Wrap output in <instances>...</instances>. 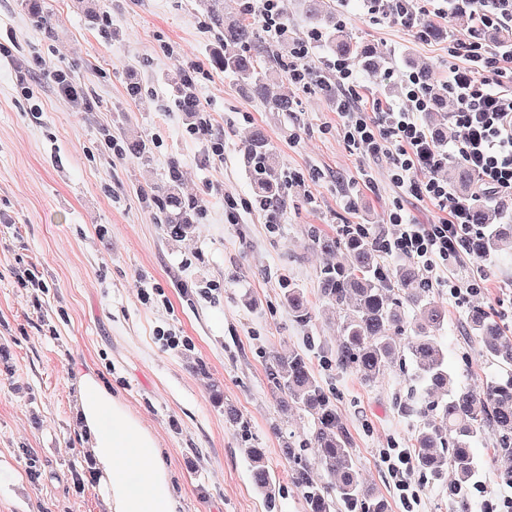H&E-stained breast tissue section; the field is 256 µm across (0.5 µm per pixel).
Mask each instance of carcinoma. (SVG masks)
Wrapping results in <instances>:
<instances>
[{"instance_id":"cac0c4a2","label":"carcinoma","mask_w":512,"mask_h":512,"mask_svg":"<svg viewBox=\"0 0 512 512\" xmlns=\"http://www.w3.org/2000/svg\"><path fill=\"white\" fill-rule=\"evenodd\" d=\"M196 2L218 38L211 66L236 75L268 111H297L294 98L269 92L271 74L288 75V59L271 51L259 27L227 18L224 0ZM302 5L312 32L327 38L336 57L375 74L382 70L383 59L341 30L336 18L325 12L323 0H302ZM458 11L460 20L470 25L476 36H492L480 20L483 4L468 0ZM243 148L257 202L270 217H279L288 210V192L279 156L265 128L253 126ZM473 181L465 165L448 168V182L458 192L470 194ZM175 182L173 178L171 184L157 188L153 201L167 233L181 238L191 230L201 204L185 197ZM472 223L483 228L474 245L476 254L489 257L512 244V224L492 223L491 211L485 206L473 208ZM308 239L317 251L333 253L341 248L346 254V262L327 264L318 276L321 296L336 307L340 317L336 368L350 370L370 383L402 359L404 348L411 351L410 381L421 392L423 402L419 407L410 402L401 407L419 416L412 438L415 469L438 481L453 472L455 481L449 492L455 496L457 512H468L466 500L455 494V487L472 479L477 470L474 445L490 433L494 438L492 461L497 471L512 481V335L487 311H472L474 340L486 357L499 364L501 373L479 390L467 387L460 375L448 369V352L437 336L448 321V311L428 299V286L416 264L406 261L382 268L381 241L368 231L336 237L312 229ZM284 299L296 321L310 322L311 307L302 289L288 287ZM268 376L283 405L298 403L312 416L314 460L331 479V484L323 485L313 478L307 464L294 463L290 479L300 489L308 512H341L343 508L346 512L364 508L385 512V503L362 481L349 434L305 357L295 351L272 355ZM248 453L253 484L274 502L276 478L265 463L263 449L251 448Z\"/></svg>"}]
</instances>
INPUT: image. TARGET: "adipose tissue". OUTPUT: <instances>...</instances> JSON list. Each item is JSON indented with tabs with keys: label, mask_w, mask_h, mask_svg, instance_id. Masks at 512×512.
Returning a JSON list of instances; mask_svg holds the SVG:
<instances>
[{
	"label": "adipose tissue",
	"mask_w": 512,
	"mask_h": 512,
	"mask_svg": "<svg viewBox=\"0 0 512 512\" xmlns=\"http://www.w3.org/2000/svg\"><path fill=\"white\" fill-rule=\"evenodd\" d=\"M77 413L94 459L96 490L109 512H178L158 441L91 372L82 373Z\"/></svg>",
	"instance_id": "adipose-tissue-1"
}]
</instances>
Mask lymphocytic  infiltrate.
<instances>
[{
    "label": "lymphocytic infiltrate",
    "mask_w": 512,
    "mask_h": 512,
    "mask_svg": "<svg viewBox=\"0 0 512 512\" xmlns=\"http://www.w3.org/2000/svg\"><path fill=\"white\" fill-rule=\"evenodd\" d=\"M443 13L442 0H373L372 15L405 27L418 25L427 12ZM453 57L468 67L451 69L448 95L457 128L453 152L439 148L423 125L420 115L428 111L431 97L417 74H404L405 100L397 104L374 99L363 109L356 69L344 60L325 57L319 65L307 63L305 53L288 58L292 83L323 84L333 76L338 95L336 110L342 119L344 139L350 149L385 160L391 182L419 201H429L439 211L436 220L422 224L395 204L386 221L394 231L382 241L391 257H406L422 268L429 281L447 288L456 303L476 293V277L452 278L462 267L475 239L470 222L472 207L482 199L512 198V44L483 48L478 43L456 42ZM456 156L473 173L476 189L469 195L454 193L438 172Z\"/></svg>",
    "instance_id": "1"
}]
</instances>
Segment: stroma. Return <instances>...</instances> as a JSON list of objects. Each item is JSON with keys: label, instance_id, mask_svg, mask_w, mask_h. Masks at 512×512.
<instances>
[{"label": "stroma", "instance_id": "obj_1", "mask_svg": "<svg viewBox=\"0 0 512 512\" xmlns=\"http://www.w3.org/2000/svg\"><path fill=\"white\" fill-rule=\"evenodd\" d=\"M345 31L389 59L394 70L429 71L448 82V48L471 42L452 14L436 16L434 40L371 19V0H326ZM46 31L23 0H0V512H107L94 489V463L76 416L78 379L91 370L123 399L162 449L180 512H306L287 478L288 447L311 451L310 414L282 409L267 378L272 354L305 355L347 430L364 480L387 512H404L380 461L382 449L410 447L418 418L400 409L409 393L407 363L375 382L338 370L336 311L320 296L327 258L308 232L339 234L362 224L385 235L386 211L404 202L426 223L437 211L404 197L380 161L352 153L336 106L320 87L302 91L281 78L277 93L300 109L283 114L209 66L217 35L196 0H101L98 18L73 0H43ZM66 67L87 111L51 86L21 88L20 74ZM193 70L210 136L191 139L190 113L174 105L182 71ZM265 127L294 204L271 226L256 204L239 146L248 128ZM137 135L141 157L115 156L108 137ZM224 154L213 157L211 138ZM177 178L203 201L191 232L171 237L151 200ZM480 288L463 304L448 289L430 298L448 311L439 340L462 383L478 388L498 375L466 320L481 306L512 331V252L466 262ZM303 290L313 318L297 323L284 301ZM184 339L170 349L157 336ZM264 449L276 474L275 502L251 479L247 450ZM491 441L475 447L478 471L468 502H500L512 484L499 478Z\"/></svg>", "mask_w": 512, "mask_h": 512}]
</instances>
